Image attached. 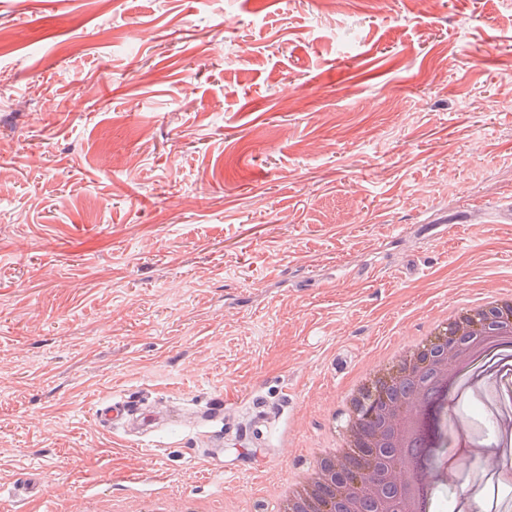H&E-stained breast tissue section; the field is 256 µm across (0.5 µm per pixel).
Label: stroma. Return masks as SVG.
Here are the masks:
<instances>
[{
	"instance_id": "35a3bbf8",
	"label": "stroma",
	"mask_w": 512,
	"mask_h": 512,
	"mask_svg": "<svg viewBox=\"0 0 512 512\" xmlns=\"http://www.w3.org/2000/svg\"><path fill=\"white\" fill-rule=\"evenodd\" d=\"M508 88L512 0H0V512L276 507L512 286ZM131 411L127 400L123 397L116 398L112 404L96 409L94 421L101 427L123 426L131 420Z\"/></svg>"
}]
</instances>
